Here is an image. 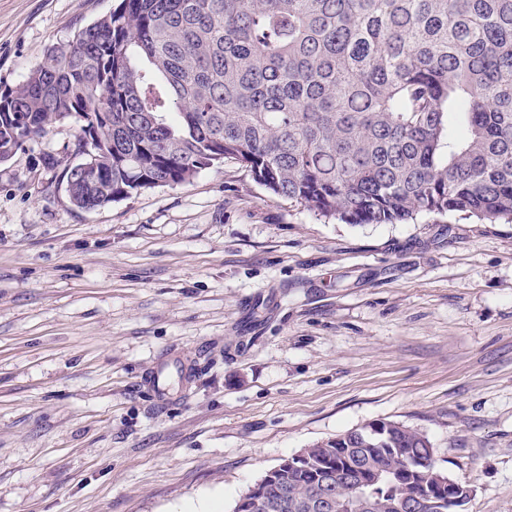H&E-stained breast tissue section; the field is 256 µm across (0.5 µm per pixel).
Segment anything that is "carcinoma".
Instances as JSON below:
<instances>
[{"instance_id": "cac0c4a2", "label": "carcinoma", "mask_w": 512, "mask_h": 512, "mask_svg": "<svg viewBox=\"0 0 512 512\" xmlns=\"http://www.w3.org/2000/svg\"><path fill=\"white\" fill-rule=\"evenodd\" d=\"M71 118L79 209L233 160L343 224H512V0H120L0 90L3 146ZM383 426L301 449L260 487L265 512H317L316 489L362 466L332 512H437L463 494L433 484L425 433Z\"/></svg>"}]
</instances>
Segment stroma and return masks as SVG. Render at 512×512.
I'll use <instances>...</instances> for the list:
<instances>
[{
	"instance_id": "35a3bbf8",
	"label": "stroma",
	"mask_w": 512,
	"mask_h": 512,
	"mask_svg": "<svg viewBox=\"0 0 512 512\" xmlns=\"http://www.w3.org/2000/svg\"><path fill=\"white\" fill-rule=\"evenodd\" d=\"M116 4L0 0V87ZM77 134L0 162V512H233L378 421L512 512V224H342L231 161L82 210Z\"/></svg>"
}]
</instances>
